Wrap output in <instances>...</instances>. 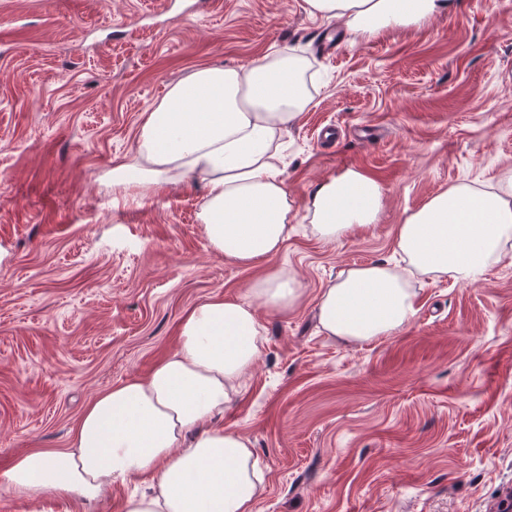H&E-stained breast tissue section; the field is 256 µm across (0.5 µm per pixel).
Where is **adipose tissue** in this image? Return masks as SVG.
Instances as JSON below:
<instances>
[{"instance_id":"ef3b65f1","label":"adipose tissue","mask_w":512,"mask_h":512,"mask_svg":"<svg viewBox=\"0 0 512 512\" xmlns=\"http://www.w3.org/2000/svg\"><path fill=\"white\" fill-rule=\"evenodd\" d=\"M448 0H304L315 18L341 20L354 36L406 26L449 9ZM305 60L276 51L239 67H202L173 84L146 113L134 154L112 171L123 196L192 176L205 190L199 212L211 249L249 265L278 254L295 210L282 177L280 144L311 100ZM378 184L348 169L318 185L310 227L333 241L374 223ZM405 267L373 263L348 269L318 303L322 331L347 344L396 335L415 314V275L475 282L512 256V174L483 187L437 193L398 227ZM251 300L214 295L183 320L175 352L146 378H131L84 409L67 467L43 452L18 457L0 482L17 496L99 502L134 478L151 482L129 495L123 512H253L263 470L250 440L219 425L259 354L263 326L254 301L294 305L299 283L285 267L251 288Z\"/></svg>"}]
</instances>
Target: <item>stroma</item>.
I'll list each match as a JSON object with an SVG mask.
<instances>
[{"instance_id": "stroma-1", "label": "stroma", "mask_w": 512, "mask_h": 512, "mask_svg": "<svg viewBox=\"0 0 512 512\" xmlns=\"http://www.w3.org/2000/svg\"><path fill=\"white\" fill-rule=\"evenodd\" d=\"M280 50L314 84L286 138L296 216L277 256L242 265L209 248L192 177L124 198L112 169L169 86ZM348 168L382 208L326 241L307 205ZM511 173L512 0L364 38L303 0H0V472L63 456L84 407L148 376L194 307L249 300L283 265L301 296L256 305L265 335L223 418L264 468L254 512H489L512 488V263L418 278L409 324L361 345L321 333L317 301L348 268L397 261L433 195Z\"/></svg>"}]
</instances>
